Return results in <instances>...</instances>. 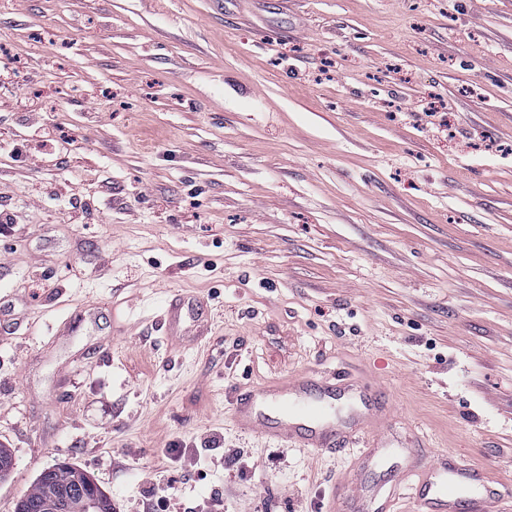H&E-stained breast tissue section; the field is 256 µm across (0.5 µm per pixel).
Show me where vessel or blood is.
I'll return each mask as SVG.
<instances>
[{"instance_id":"1","label":"vessel or blood","mask_w":512,"mask_h":512,"mask_svg":"<svg viewBox=\"0 0 512 512\" xmlns=\"http://www.w3.org/2000/svg\"><path fill=\"white\" fill-rule=\"evenodd\" d=\"M193 301L172 300L167 309L171 335L188 332L187 314ZM377 418L371 391L358 384L341 386L303 374L285 383L259 386L240 400L234 411L242 427L260 430L268 437L285 440L296 448L336 449L346 438L362 433ZM388 457L400 462L398 483L407 484L418 505L417 512H486L489 501L503 493L480 470L463 465L445 452L432 459L421 457L415 446L387 444L384 436L354 449L352 469L362 476ZM334 499L347 502V512H394L395 491L374 486L352 497L344 483L332 489Z\"/></svg>"}]
</instances>
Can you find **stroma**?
Returning a JSON list of instances; mask_svg holds the SVG:
<instances>
[{
	"mask_svg": "<svg viewBox=\"0 0 512 512\" xmlns=\"http://www.w3.org/2000/svg\"><path fill=\"white\" fill-rule=\"evenodd\" d=\"M304 372L512 491V0H0V512L168 448L183 510L332 512L349 450L231 418ZM193 301H186L185 299H174L170 302L167 309V320L168 330L171 336H184L189 330L185 326L186 314H189L195 310ZM87 477L95 487L94 503L87 512H112V500L83 470L66 463L57 464L44 470L38 477L35 486L16 504L15 512H39V501L47 486L76 484Z\"/></svg>",
	"mask_w": 512,
	"mask_h": 512,
	"instance_id": "obj_1",
	"label": "stroma"
}]
</instances>
